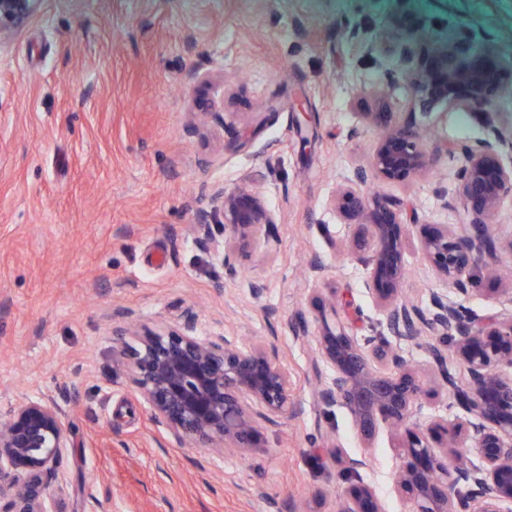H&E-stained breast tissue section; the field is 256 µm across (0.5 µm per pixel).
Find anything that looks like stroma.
<instances>
[{
	"mask_svg": "<svg viewBox=\"0 0 512 512\" xmlns=\"http://www.w3.org/2000/svg\"><path fill=\"white\" fill-rule=\"evenodd\" d=\"M409 19L430 41L461 23L483 29L512 57V0H43L0 50V414L61 395L65 512H336L346 484L333 443L366 455L361 477L386 512H408L391 432L364 447L348 411L318 401L332 372L296 337L295 315L313 334L332 316L360 339L385 328L348 249L352 228L331 206L377 137L356 88L381 81L343 31L359 20L387 33ZM194 71L225 88L212 113L198 112ZM297 98L314 132L305 148ZM389 104L427 130L431 164L386 194L419 223H464L440 196L458 167L444 146L482 137L481 120L459 102L421 115L404 85ZM238 187L276 212L277 254L247 250L232 277L191 226L216 208L215 189ZM316 287L335 290V308H313ZM402 288L421 307L453 293L414 241ZM459 302L492 316L512 292L483 272ZM126 309L145 326L191 324L242 348L275 337L297 414L261 425L244 454L178 447L136 400L113 341ZM402 349L431 392L420 422L465 419L434 395L426 348Z\"/></svg>",
	"mask_w": 512,
	"mask_h": 512,
	"instance_id": "obj_1",
	"label": "stroma"
}]
</instances>
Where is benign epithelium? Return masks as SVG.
I'll return each instance as SVG.
<instances>
[{
  "instance_id": "benign-epithelium-1",
  "label": "benign epithelium",
  "mask_w": 512,
  "mask_h": 512,
  "mask_svg": "<svg viewBox=\"0 0 512 512\" xmlns=\"http://www.w3.org/2000/svg\"><path fill=\"white\" fill-rule=\"evenodd\" d=\"M42 2L0 0V48L39 13ZM421 38L414 26L385 37L360 21L346 25L352 56L394 59L383 69L379 92L357 91L373 99L372 111L361 116L379 134L369 166L357 169L332 199L336 216L353 226L349 250L368 269L366 287L388 334L360 342L342 325L323 324L313 342L333 377L317 397L324 405L344 407L366 444L380 426L392 428L402 458L396 487L412 512H512V377L501 372L502 365H512V312L483 317L439 294L425 309L407 303L401 291L406 231L399 205L380 191H362L371 182H407L429 166L421 127L398 122L390 111L388 96L400 84L409 85L414 106L424 115L456 101L461 90L468 110L491 113L512 90V60L496 54L486 31L459 25L430 49L421 48ZM445 151L461 159L455 194L467 221L418 224L417 239L430 266L465 295L471 270L497 249L493 227L504 208L512 207V126L490 120L483 138ZM214 197L224 237L216 238L207 215L197 214L191 228L200 250L229 272L246 248L275 253L267 228L276 223V214L259 194L217 189ZM421 336L453 340L454 355L466 367L464 381L448 373V354L435 344L428 346L431 368L470 419L417 423L421 401L431 391L394 341ZM113 337L126 356L136 397L181 447L243 454L261 439L259 421L274 423L293 411V380L271 340L243 350L224 337L203 338L191 325L121 329ZM63 416L53 395L0 416V512H63L56 501L66 483L49 491L63 449L71 445ZM460 448L476 449L481 466H448ZM331 455L347 482L339 512H384L373 488L360 478L366 457L343 453L334 444ZM458 486L465 494L454 492Z\"/></svg>"
}]
</instances>
